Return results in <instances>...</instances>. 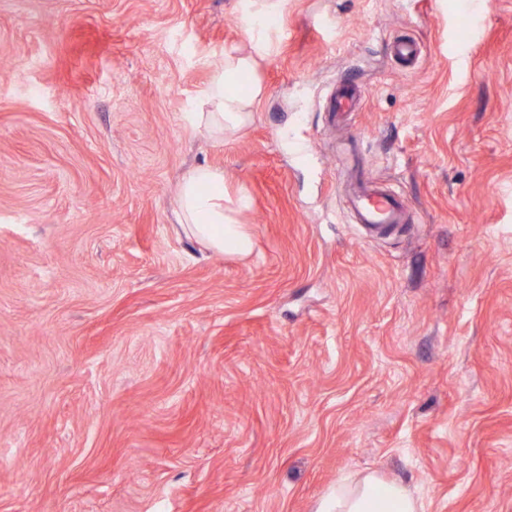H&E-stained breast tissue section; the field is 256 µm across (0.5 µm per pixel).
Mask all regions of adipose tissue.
I'll return each instance as SVG.
<instances>
[{
    "label": "adipose tissue",
    "instance_id": "obj_1",
    "mask_svg": "<svg viewBox=\"0 0 512 512\" xmlns=\"http://www.w3.org/2000/svg\"><path fill=\"white\" fill-rule=\"evenodd\" d=\"M284 5L285 0H243L246 42L225 46L206 87L185 115L190 126L222 141L250 123L254 104L265 94L258 66L272 49L268 23L282 15ZM246 77L251 88L244 93L240 85ZM246 204L245 197L227 194L222 168L196 165L178 183L176 218L186 233L208 249L244 254L251 248V235L236 214ZM316 512H423V506L401 483L371 473L339 479L319 500Z\"/></svg>",
    "mask_w": 512,
    "mask_h": 512
}]
</instances>
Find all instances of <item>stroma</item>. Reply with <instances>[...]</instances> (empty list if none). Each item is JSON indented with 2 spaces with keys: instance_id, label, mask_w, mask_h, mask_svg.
I'll return each mask as SVG.
<instances>
[{
  "instance_id": "obj_1",
  "label": "stroma",
  "mask_w": 512,
  "mask_h": 512,
  "mask_svg": "<svg viewBox=\"0 0 512 512\" xmlns=\"http://www.w3.org/2000/svg\"><path fill=\"white\" fill-rule=\"evenodd\" d=\"M244 35L240 0H0V512H314L366 472L512 512V0H287L217 143L183 114ZM198 164L249 255L177 228ZM355 175L412 224L366 235Z\"/></svg>"
}]
</instances>
